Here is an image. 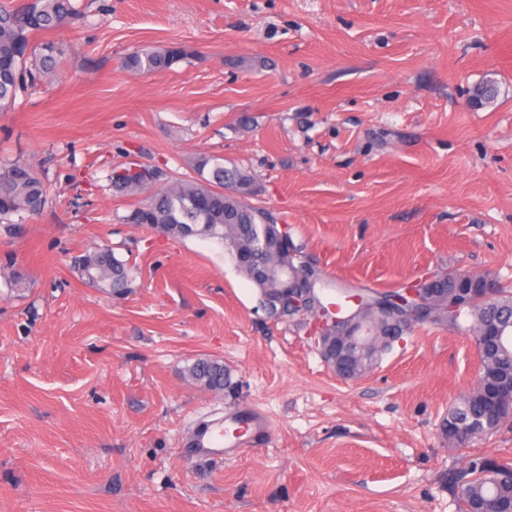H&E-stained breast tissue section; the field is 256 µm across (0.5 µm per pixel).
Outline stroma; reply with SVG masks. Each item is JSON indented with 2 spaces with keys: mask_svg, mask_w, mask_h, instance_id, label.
Masks as SVG:
<instances>
[{
  "mask_svg": "<svg viewBox=\"0 0 512 512\" xmlns=\"http://www.w3.org/2000/svg\"><path fill=\"white\" fill-rule=\"evenodd\" d=\"M51 75L0 112V161L49 203L0 226V512H459L453 474L512 462V420L454 448L440 423L476 383L472 337L419 325L344 380L308 329L270 320L213 239L122 218L113 168L249 171L254 205L326 276L387 291L437 271L512 289V0H75ZM181 47L171 69L126 56ZM493 80V102L473 89ZM112 246L121 298L72 256ZM222 360L232 390L185 375ZM256 407L267 432L196 457L203 419Z\"/></svg>",
  "mask_w": 512,
  "mask_h": 512,
  "instance_id": "obj_1",
  "label": "stroma"
}]
</instances>
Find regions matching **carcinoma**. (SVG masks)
<instances>
[{"label": "carcinoma", "mask_w": 512, "mask_h": 512, "mask_svg": "<svg viewBox=\"0 0 512 512\" xmlns=\"http://www.w3.org/2000/svg\"><path fill=\"white\" fill-rule=\"evenodd\" d=\"M78 15L73 0H28L22 6L0 5V112L11 107L17 93L41 80L50 72L58 53L50 42L33 43L40 32L55 30ZM184 59L176 47L133 52L126 58L132 71H163ZM197 177L173 182L168 173L155 167L157 178L146 182L130 167L112 171L116 193L134 195L145 191L150 196L122 217L126 224H139L172 238L216 239L224 244L236 269L252 279L248 257L261 255L265 279L256 284L260 300L277 306L282 280L279 256L265 249L268 225L276 219L253 206L249 199L257 194L254 177L237 166H226L224 157L204 154L195 160ZM47 194L40 175L19 162L0 166V223L11 217L40 213ZM74 268L82 280L96 288L122 295L131 288V267L118 258L112 248L97 247L74 258ZM311 301L305 315L288 309L278 318L297 326L312 319L340 317L370 329L359 344L353 369L365 375L382 360L410 326L394 325L387 316V303L393 291L361 289L354 291L340 282L328 280L319 267L309 268ZM459 272L434 273L432 292L440 298L431 301L422 323L448 327L474 338L480 358L476 385L448 408L440 427L452 447H464L495 430L502 420L494 409L512 406V292L497 287L491 303L478 301L465 311L448 308V291L458 297L467 293V284L457 280ZM496 322L503 339H485L487 322ZM188 377L200 387L220 394L231 385V372L213 358H199L187 369ZM454 484L462 503L461 512H512V463L485 456H474L455 473Z\"/></svg>", "instance_id": "obj_1"}]
</instances>
